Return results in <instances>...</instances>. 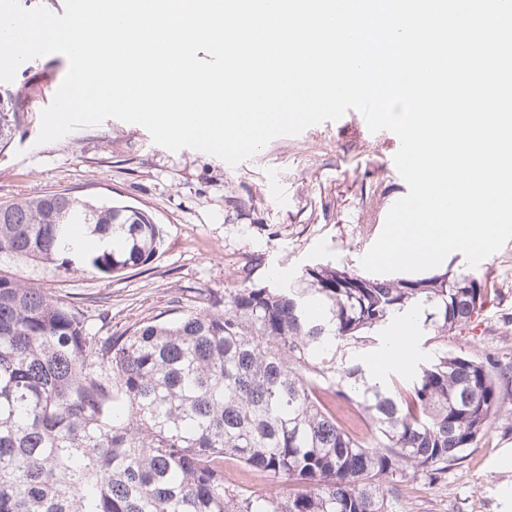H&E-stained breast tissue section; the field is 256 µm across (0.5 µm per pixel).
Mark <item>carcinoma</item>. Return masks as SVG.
Returning a JSON list of instances; mask_svg holds the SVG:
<instances>
[{
    "label": "carcinoma",
    "mask_w": 512,
    "mask_h": 512,
    "mask_svg": "<svg viewBox=\"0 0 512 512\" xmlns=\"http://www.w3.org/2000/svg\"><path fill=\"white\" fill-rule=\"evenodd\" d=\"M18 99L0 92V145ZM162 241L132 205L0 202V257L56 274L110 281ZM490 296L472 272L323 264L102 341L80 308L0 271V512H405L398 484L447 472L505 412L508 370L439 348L402 381L364 354L394 322L463 329Z\"/></svg>",
    "instance_id": "1"
}]
</instances>
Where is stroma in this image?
<instances>
[{
    "label": "stroma",
    "instance_id": "1",
    "mask_svg": "<svg viewBox=\"0 0 512 512\" xmlns=\"http://www.w3.org/2000/svg\"><path fill=\"white\" fill-rule=\"evenodd\" d=\"M67 70L59 54L18 68L10 87L21 93L24 121L0 149V202L53 190L114 199L151 215L164 243L146 272L112 281L22 262L0 269L78 305L100 336L205 307L243 271L258 284H285L328 263L361 273L389 209L408 192L394 164L398 137L370 132L353 110L275 138L234 167L192 148L170 151L115 118L38 143L41 112ZM473 269L496 288L495 300L445 340L412 330L420 360L442 346L512 364V240ZM400 499L407 512H512V421L493 419L461 465L437 480L410 479Z\"/></svg>",
    "mask_w": 512,
    "mask_h": 512
}]
</instances>
